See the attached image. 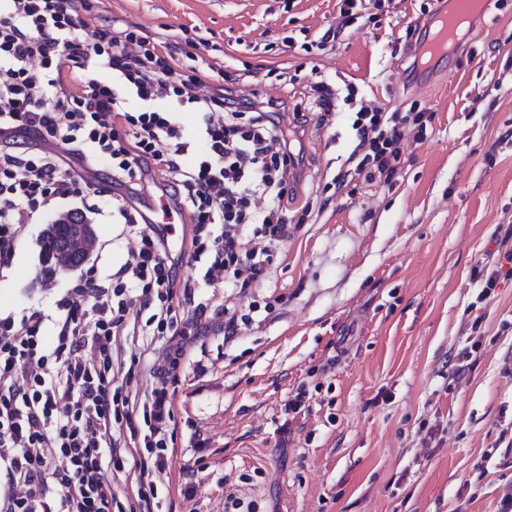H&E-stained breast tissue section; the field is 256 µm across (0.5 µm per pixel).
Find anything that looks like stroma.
<instances>
[{"mask_svg":"<svg viewBox=\"0 0 512 512\" xmlns=\"http://www.w3.org/2000/svg\"><path fill=\"white\" fill-rule=\"evenodd\" d=\"M340 5L103 0L100 19L116 28L204 39L206 85L224 71L243 94L307 117L286 203L295 230L248 295L269 316L225 338L237 301L219 283L177 311L209 331L173 385L163 512H224L230 494L257 512H500L512 493V278L486 298L473 280L488 253L512 251V0H489L424 88L419 43L443 0H363L336 49L303 50ZM314 79L389 112L432 113L393 185L356 177L326 193L356 141L348 105L322 125ZM87 182L90 261L106 280L128 247L112 219L121 189L104 164ZM46 225H22L0 267V312L55 314L79 278L40 280ZM299 393L305 406L289 417Z\"/></svg>","mask_w":512,"mask_h":512,"instance_id":"1","label":"stroma"}]
</instances>
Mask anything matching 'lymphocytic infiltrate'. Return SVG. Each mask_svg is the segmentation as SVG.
<instances>
[{"mask_svg":"<svg viewBox=\"0 0 512 512\" xmlns=\"http://www.w3.org/2000/svg\"><path fill=\"white\" fill-rule=\"evenodd\" d=\"M99 0H0V266L14 256L26 220L57 202L83 197L80 169L100 159L119 186L138 184L146 169L169 178L174 205L193 227L194 259L210 255L202 278H178L159 225L144 224L125 197L115 211L123 233L135 237L124 262L104 285L88 270L57 304L0 316V512H127L112 483L137 476L138 512H160L158 485L168 467L175 421L170 382L200 335L197 318L178 320L174 303L194 299L199 284L223 282L238 295L267 277L272 243L287 240L284 200L297 165L290 140L305 120L236 97L229 87L200 91L194 73H177L187 50L130 26L89 25ZM104 68L111 82L90 79ZM311 90L321 116L338 98L356 106L351 127L355 167L338 172L393 183L407 140H424L431 118L423 112H387L357 101L323 81ZM142 104L127 108V96ZM197 106L202 125L185 136L167 99ZM70 147V161L53 153L7 151L17 133ZM56 336L46 344L43 328ZM146 322L167 347L145 398L133 394L134 371L115 365L118 336ZM129 427L131 441L116 438Z\"/></svg>","mask_w":512,"mask_h":512,"instance_id":"f902f5d3","label":"lymphocytic infiltrate"}]
</instances>
